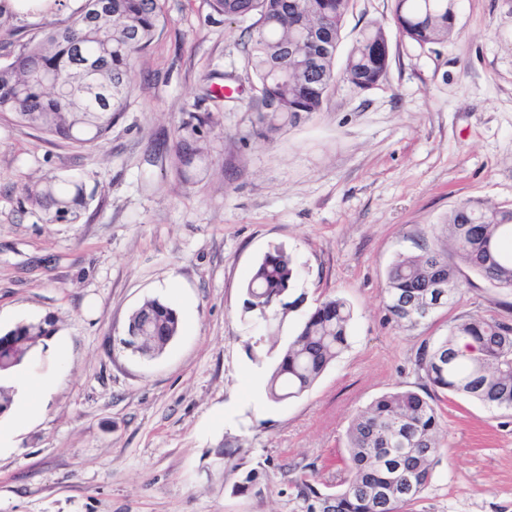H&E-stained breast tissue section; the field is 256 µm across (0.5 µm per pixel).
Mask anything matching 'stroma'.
Returning <instances> with one entry per match:
<instances>
[{
  "instance_id": "1",
  "label": "stroma",
  "mask_w": 512,
  "mask_h": 512,
  "mask_svg": "<svg viewBox=\"0 0 512 512\" xmlns=\"http://www.w3.org/2000/svg\"><path fill=\"white\" fill-rule=\"evenodd\" d=\"M167 17L130 74L106 139L77 147L0 119V331L52 317L56 332L21 372L51 376L37 413L0 419V512H299L292 479L316 466L336 489L353 416L381 395L422 391L424 343L457 318L499 314L512 295L479 277L409 329L385 317L401 254L435 245L467 199L512 205V0H463L450 38L399 37L390 0H354L335 68L358 33L385 22L386 78L330 88L322 111L258 137L248 24L209 0H164ZM239 93L221 96L225 76ZM208 157L179 173L174 146ZM74 177L77 223L24 202L28 178ZM289 253L303 303L262 321L244 287L269 249ZM353 309L349 346L303 396L270 401L280 352L328 297ZM157 298L177 336L146 358L124 348L129 315ZM443 448L409 512H512V411L440 402ZM258 491L233 493L241 471Z\"/></svg>"
}]
</instances>
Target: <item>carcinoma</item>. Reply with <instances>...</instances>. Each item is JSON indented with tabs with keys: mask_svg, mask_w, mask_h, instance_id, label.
I'll return each mask as SVG.
<instances>
[{
	"mask_svg": "<svg viewBox=\"0 0 512 512\" xmlns=\"http://www.w3.org/2000/svg\"><path fill=\"white\" fill-rule=\"evenodd\" d=\"M353 0H211L228 20L250 17L248 58L264 97L274 107L259 109L265 138L294 123L301 113L322 110L336 82L335 54L317 57L312 31L339 43ZM460 0H392L391 19L399 36L434 45L453 32ZM162 0H84L66 20L39 40L15 45L0 65V118L80 146L102 142L119 119L129 93L134 63L165 24ZM389 45L380 22L363 28L351 49L343 80L360 89L382 81ZM92 82H78L81 71ZM181 173L205 158L196 143L174 149ZM21 194L49 223L76 222L87 204L85 185L65 178L22 184ZM445 243L420 254L400 256L385 281L386 319L416 327L448 306L461 291L463 269L494 288L512 291V208L467 199L448 211ZM295 277L292 257L275 247L266 252L246 285L245 310L267 321L297 306L289 300ZM445 287H437L438 283ZM353 309L340 297L320 302L281 353L267 384L280 402L308 392L348 347ZM179 315L158 299L131 315L126 333L138 337V351L158 354L177 335ZM56 332L46 317L0 333V373L16 371L34 347ZM475 343L463 355L458 342ZM417 365L430 391L386 393L359 413L347 430L346 477L340 488L321 492L306 475L293 482L304 512H407L430 483L441 455V413L436 392L462 395L485 408L512 410V320L499 315L455 321L448 334L425 343Z\"/></svg>",
	"mask_w": 512,
	"mask_h": 512,
	"instance_id": "carcinoma-1",
	"label": "carcinoma"
}]
</instances>
